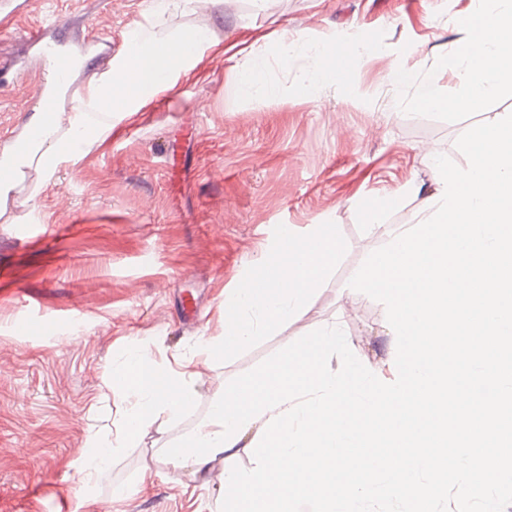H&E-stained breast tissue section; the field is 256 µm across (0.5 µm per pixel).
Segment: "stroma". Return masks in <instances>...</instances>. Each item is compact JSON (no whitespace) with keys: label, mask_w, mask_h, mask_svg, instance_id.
Segmentation results:
<instances>
[{"label":"stroma","mask_w":512,"mask_h":512,"mask_svg":"<svg viewBox=\"0 0 512 512\" xmlns=\"http://www.w3.org/2000/svg\"><path fill=\"white\" fill-rule=\"evenodd\" d=\"M147 0H33L0 34V145L19 138L41 102V63L19 48L21 30L50 20L47 39L82 25L123 50ZM481 0H227L223 10L172 13L163 27L206 31L215 47L175 88L116 120L75 166L0 202V512H74L81 477L72 466L90 434L120 417L109 390L122 349L157 358L193 353L196 405L160 417L104 472L89 512H218L222 490L158 449L188 433L212 396L303 335L340 327L362 364L387 370L396 346L384 305L341 296L387 239L361 231L358 205L399 199L391 224H410L439 190L432 157L459 167L457 138L512 113V84L465 112L415 103L435 83L452 96L455 58ZM296 43L281 56L280 30ZM337 78L307 87L306 58L325 39ZM360 41L366 53L351 50ZM263 55L273 99L237 94L240 73ZM27 76L14 81L13 72ZM403 85L390 82L393 72ZM334 222L347 250L313 295L312 310L263 342L219 362L198 353L224 333V301L261 263L277 225L308 234ZM35 307V330L14 323Z\"/></svg>","instance_id":"stroma-1"}]
</instances>
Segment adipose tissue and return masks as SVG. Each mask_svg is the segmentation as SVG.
Returning <instances> with one entry per match:
<instances>
[{
	"label": "adipose tissue",
	"instance_id": "1",
	"mask_svg": "<svg viewBox=\"0 0 512 512\" xmlns=\"http://www.w3.org/2000/svg\"><path fill=\"white\" fill-rule=\"evenodd\" d=\"M223 0H150L142 22L128 32L135 52L123 55L118 68L93 76L84 92L69 108L35 113L30 128L40 137L15 151L9 159L10 173L0 176V198H8L27 179L29 172L51 178L64 165L77 164L80 155L74 142L94 144L112 131V120L141 111L148 103L173 89L178 77L195 68L210 42L195 31L162 33L158 19L171 10L212 9ZM472 29L469 41L456 61L461 71L452 97L434 85L420 90L416 102L432 109L470 110L503 83H512V5L504 10L481 9L467 19Z\"/></svg>",
	"mask_w": 512,
	"mask_h": 512
}]
</instances>
